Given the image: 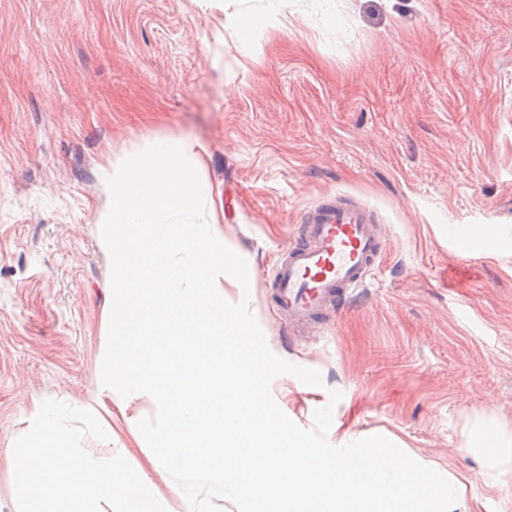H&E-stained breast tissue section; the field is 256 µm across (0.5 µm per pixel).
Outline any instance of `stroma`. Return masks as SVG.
I'll list each match as a JSON object with an SVG mask.
<instances>
[{"mask_svg":"<svg viewBox=\"0 0 512 512\" xmlns=\"http://www.w3.org/2000/svg\"><path fill=\"white\" fill-rule=\"evenodd\" d=\"M248 18L240 26L239 18ZM193 145L243 256L270 349L319 370L271 391L329 441L381 435L462 484L456 512H512V471L468 441L512 434V0H0V512H18L16 439L37 404L97 410L111 308L102 169L157 139ZM336 193L377 210L381 259L343 309L292 335L268 281L305 211ZM491 227L466 259L448 229ZM109 441L167 512L179 488L113 395Z\"/></svg>","mask_w":512,"mask_h":512,"instance_id":"35a3bbf8","label":"stroma"}]
</instances>
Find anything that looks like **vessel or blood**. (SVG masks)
<instances>
[{"label": "vessel or blood", "mask_w": 512, "mask_h": 512, "mask_svg": "<svg viewBox=\"0 0 512 512\" xmlns=\"http://www.w3.org/2000/svg\"><path fill=\"white\" fill-rule=\"evenodd\" d=\"M301 242L289 246L270 279L278 315L295 326L340 311L379 259L384 234L374 211L345 195L305 213Z\"/></svg>", "instance_id": "obj_1"}]
</instances>
